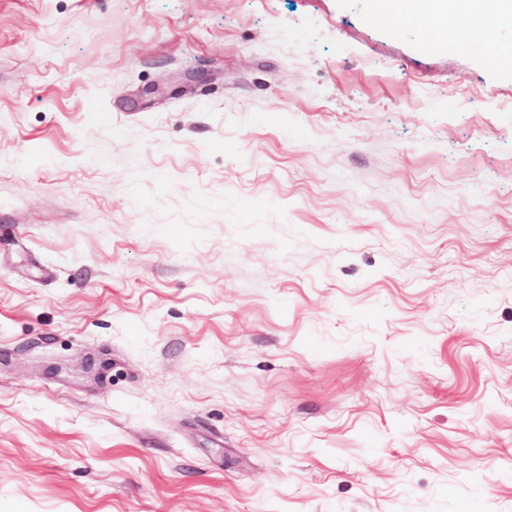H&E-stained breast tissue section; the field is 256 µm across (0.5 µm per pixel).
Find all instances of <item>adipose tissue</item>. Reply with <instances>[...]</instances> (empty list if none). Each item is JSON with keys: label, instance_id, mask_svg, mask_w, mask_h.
Listing matches in <instances>:
<instances>
[{"label": "adipose tissue", "instance_id": "ef3b65f1", "mask_svg": "<svg viewBox=\"0 0 512 512\" xmlns=\"http://www.w3.org/2000/svg\"><path fill=\"white\" fill-rule=\"evenodd\" d=\"M380 22L419 26L426 37L444 47L469 43L494 68L512 66V44L498 31L512 26V0H387Z\"/></svg>", "mask_w": 512, "mask_h": 512}]
</instances>
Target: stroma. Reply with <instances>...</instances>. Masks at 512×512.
I'll list each match as a JSON object with an SVG mask.
<instances>
[{"label":"stroma","mask_w":512,"mask_h":512,"mask_svg":"<svg viewBox=\"0 0 512 512\" xmlns=\"http://www.w3.org/2000/svg\"><path fill=\"white\" fill-rule=\"evenodd\" d=\"M381 0H0V512H512V69Z\"/></svg>","instance_id":"obj_1"}]
</instances>
